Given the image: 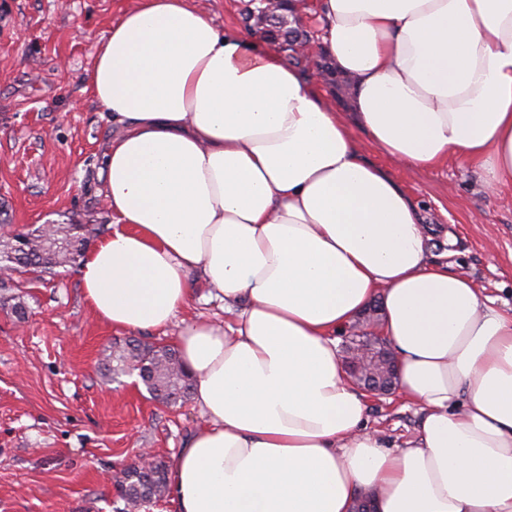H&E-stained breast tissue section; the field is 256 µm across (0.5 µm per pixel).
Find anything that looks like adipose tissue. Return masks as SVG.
<instances>
[{"label":"adipose tissue","instance_id":"ef3b65f1","mask_svg":"<svg viewBox=\"0 0 512 512\" xmlns=\"http://www.w3.org/2000/svg\"><path fill=\"white\" fill-rule=\"evenodd\" d=\"M317 55L352 81L356 126L253 31L193 0H139L92 73L116 128L110 232L79 270L116 330L161 329L193 279L229 319L177 335L207 418L175 456L177 512H512V307L428 257L398 165L456 159L512 184V0H320ZM380 305L420 425L391 450L337 333Z\"/></svg>","mask_w":512,"mask_h":512}]
</instances>
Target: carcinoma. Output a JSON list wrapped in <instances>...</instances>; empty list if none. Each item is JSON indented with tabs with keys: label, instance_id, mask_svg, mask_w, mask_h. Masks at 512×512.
Listing matches in <instances>:
<instances>
[{
	"label": "carcinoma",
	"instance_id": "cac0c4a2",
	"mask_svg": "<svg viewBox=\"0 0 512 512\" xmlns=\"http://www.w3.org/2000/svg\"><path fill=\"white\" fill-rule=\"evenodd\" d=\"M249 2L251 6L245 10V20L257 18L258 30L265 38L271 41L283 39L293 51L292 60L296 65L309 64L307 58L294 50V44L308 38L307 32L298 26H290L287 15H264L256 0ZM99 232L100 228L94 224H56L49 232L37 227L30 233L14 234L4 242L0 241V269L21 274L31 272L41 279L54 275L59 267L79 265L90 238ZM102 371L107 378L116 371L138 372L149 393L170 406L184 402L193 389L192 378L175 350L152 346L136 338L111 347L103 358ZM119 488L129 502L155 498L166 489L165 465L157 462L152 467H145L133 463L123 472Z\"/></svg>",
	"mask_w": 512,
	"mask_h": 512
}]
</instances>
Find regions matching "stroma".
<instances>
[{
  "mask_svg": "<svg viewBox=\"0 0 512 512\" xmlns=\"http://www.w3.org/2000/svg\"><path fill=\"white\" fill-rule=\"evenodd\" d=\"M138 0H0V220L110 224L99 166L111 133L90 90L97 47ZM388 167L419 207L431 259L512 304V186L488 191L480 172L448 162ZM25 324L12 313L16 299ZM126 333L86 305L79 273L0 288V512H174L169 497L131 508L117 488L144 451L164 461L204 423L194 400L167 406L138 374L104 378L106 348ZM368 425L404 445L420 411L399 394L369 399Z\"/></svg>",
  "mask_w": 512,
  "mask_h": 512,
  "instance_id": "stroma-1",
  "label": "stroma"
}]
</instances>
